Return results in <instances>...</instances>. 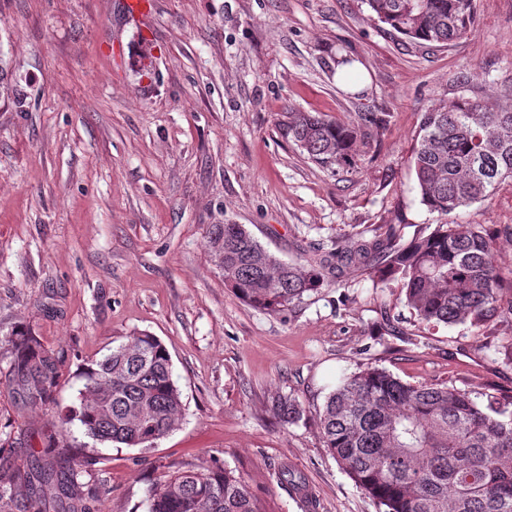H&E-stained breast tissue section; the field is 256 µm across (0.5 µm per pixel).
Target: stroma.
<instances>
[{"mask_svg":"<svg viewBox=\"0 0 512 512\" xmlns=\"http://www.w3.org/2000/svg\"><path fill=\"white\" fill-rule=\"evenodd\" d=\"M0 0V466L55 457L80 373L138 333L170 353L178 427L149 448L70 440L94 460L90 512H147L164 474L221 468L264 512H378L317 426L326 397L365 366L410 384L512 395V320L430 327L397 283L358 268L279 314L239 298L214 265L213 224H242L277 258L435 223L411 153L422 112L466 94L512 105V0H477L448 47L390 32L364 0ZM356 58L359 84L336 80ZM292 112H385L354 169L308 158ZM512 228V182L451 213ZM395 331L380 334L383 316ZM31 330L64 363L53 400L22 401L6 340ZM301 415L280 425L277 395ZM288 469L303 490L281 484Z\"/></svg>","mask_w":512,"mask_h":512,"instance_id":"stroma-1","label":"stroma"}]
</instances>
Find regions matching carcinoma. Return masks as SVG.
<instances>
[{
    "label": "carcinoma",
    "mask_w": 512,
    "mask_h": 512,
    "mask_svg": "<svg viewBox=\"0 0 512 512\" xmlns=\"http://www.w3.org/2000/svg\"><path fill=\"white\" fill-rule=\"evenodd\" d=\"M377 19L418 43L447 46L475 31L476 0H365ZM389 114L359 112L349 122L293 112L288 136L327 169L351 166L359 143ZM412 165L421 203L438 224L406 239L395 225L371 239L301 261L270 253L243 224H212L208 243L224 281L251 306L283 312L359 267L381 283L395 280L426 324L483 327L512 316V283L497 263L499 231L448 221L454 211L487 200L512 181V106L493 108L464 95L422 113ZM10 366L25 401L46 404L60 358L28 331L8 339ZM84 391L72 415L58 420V461L13 468L29 486L56 484L59 512H88L81 482L88 461L70 452L67 426L78 421L95 442L149 447L178 425L182 393L165 345L140 333L81 372ZM274 412L283 425L300 417L282 395ZM325 447L380 507V512H512V399L477 397L449 385L403 382L376 366L346 377L318 414ZM0 507L41 512L31 492L19 500L0 476ZM148 512H261L241 478L222 469L177 470L148 495Z\"/></svg>",
    "instance_id": "carcinoma-1"
}]
</instances>
